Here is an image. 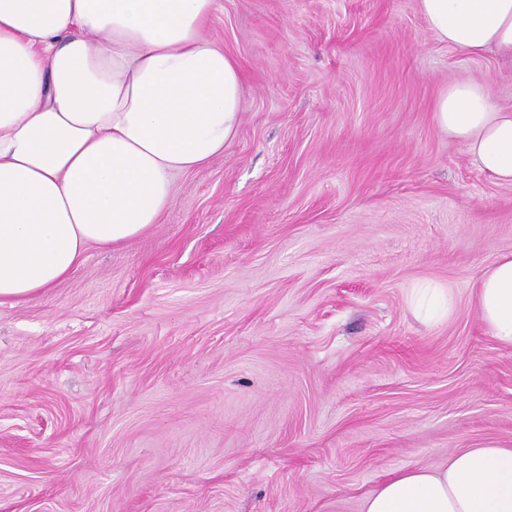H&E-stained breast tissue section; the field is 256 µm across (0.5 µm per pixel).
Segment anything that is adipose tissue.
Returning a JSON list of instances; mask_svg holds the SVG:
<instances>
[{
  "instance_id": "ef3b65f1",
  "label": "adipose tissue",
  "mask_w": 512,
  "mask_h": 512,
  "mask_svg": "<svg viewBox=\"0 0 512 512\" xmlns=\"http://www.w3.org/2000/svg\"><path fill=\"white\" fill-rule=\"evenodd\" d=\"M217 0H0V303L51 288L90 248L158 223L176 175L238 135L244 76L204 34ZM425 28L467 56L512 62V0H417ZM437 128L512 184V108L455 81ZM485 332L512 349V253L473 291ZM416 312L449 318L451 290L414 289ZM362 512H512V448L484 440L436 468L403 469Z\"/></svg>"
}]
</instances>
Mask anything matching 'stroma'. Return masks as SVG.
Instances as JSON below:
<instances>
[{"label":"stroma","instance_id":"stroma-1","mask_svg":"<svg viewBox=\"0 0 512 512\" xmlns=\"http://www.w3.org/2000/svg\"><path fill=\"white\" fill-rule=\"evenodd\" d=\"M239 133L158 224L0 305V512H362L396 471L512 448V349L479 275L512 185L432 120L512 66L432 38L416 0H218ZM452 288L449 319L408 305Z\"/></svg>","mask_w":512,"mask_h":512}]
</instances>
